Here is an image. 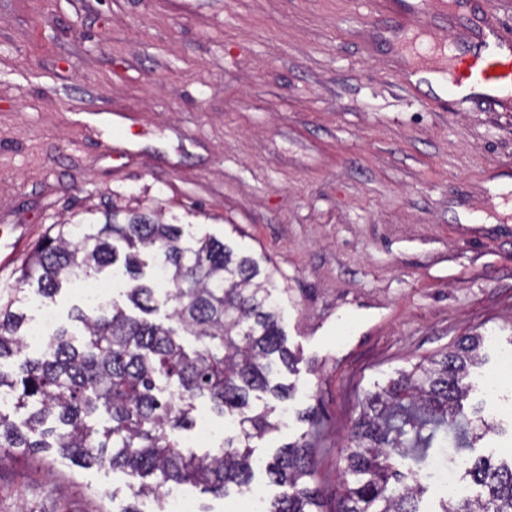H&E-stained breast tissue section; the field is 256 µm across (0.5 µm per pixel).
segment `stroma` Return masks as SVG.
Returning a JSON list of instances; mask_svg holds the SVG:
<instances>
[{
	"label": "stroma",
	"instance_id": "obj_1",
	"mask_svg": "<svg viewBox=\"0 0 512 512\" xmlns=\"http://www.w3.org/2000/svg\"><path fill=\"white\" fill-rule=\"evenodd\" d=\"M407 0H0V297L61 221L161 213L256 258L298 356L257 441L308 437L324 512L365 394L481 334L473 405L512 449V108L411 96ZM316 411L319 422L300 419ZM133 477L0 449V512H122Z\"/></svg>",
	"mask_w": 512,
	"mask_h": 512
}]
</instances>
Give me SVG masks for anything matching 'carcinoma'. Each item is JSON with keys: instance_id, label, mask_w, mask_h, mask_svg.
<instances>
[{"instance_id": "1", "label": "carcinoma", "mask_w": 512, "mask_h": 512, "mask_svg": "<svg viewBox=\"0 0 512 512\" xmlns=\"http://www.w3.org/2000/svg\"><path fill=\"white\" fill-rule=\"evenodd\" d=\"M126 281V300L142 316L112 302L74 308L77 341L59 327L38 357H21L30 318L0 304V394L25 411L23 427L0 412V448L57 449L82 466L108 465L142 479L133 497L168 512L171 488L192 485L225 496L252 493L257 460L251 443L277 430L269 408L252 399L291 398L294 373L282 314L252 257L224 241L187 238L161 216L112 211L99 223L57 225L22 268L17 284L36 285L52 300L63 284L107 268ZM163 298L165 321L148 315ZM481 335L462 336L441 358L420 362L365 395L344 451L345 479L336 512H421L427 471L449 450L458 457L495 424L468 417L470 369L481 364ZM170 388L164 398V388ZM205 399L233 421L224 444L204 455L179 432ZM280 488L265 512H318L310 443L277 449L265 465ZM463 476L482 491L439 501L437 512H512V460L467 459Z\"/></svg>"}]
</instances>
